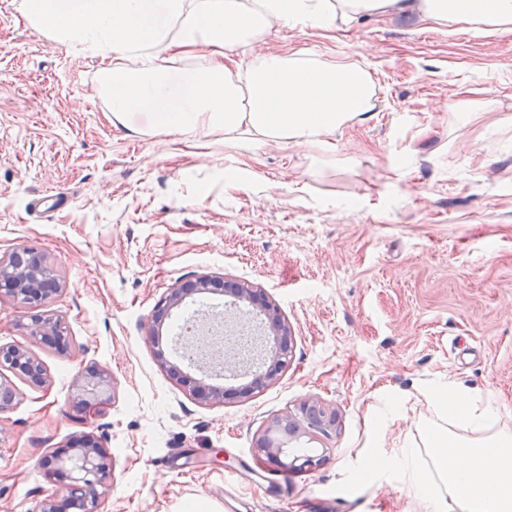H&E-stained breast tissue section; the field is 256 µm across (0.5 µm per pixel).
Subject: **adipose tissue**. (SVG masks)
Returning <instances> with one entry per match:
<instances>
[{
    "label": "adipose tissue",
    "mask_w": 512,
    "mask_h": 512,
    "mask_svg": "<svg viewBox=\"0 0 512 512\" xmlns=\"http://www.w3.org/2000/svg\"><path fill=\"white\" fill-rule=\"evenodd\" d=\"M33 30L100 60L98 93L113 125L195 144L220 133L241 159L267 146L329 147L374 107L369 76L297 52L255 53L274 23L330 34L363 18L403 15L482 33L512 31V0H22ZM205 63L187 66L199 49ZM254 53L239 67L235 53ZM145 112L148 124L133 122ZM423 448L373 450L360 472L401 471L423 512H512V425L461 388L432 396Z\"/></svg>",
    "instance_id": "1"
}]
</instances>
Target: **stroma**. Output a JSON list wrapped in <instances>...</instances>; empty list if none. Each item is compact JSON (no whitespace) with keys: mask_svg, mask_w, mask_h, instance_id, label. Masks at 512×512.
Listing matches in <instances>:
<instances>
[{"mask_svg":"<svg viewBox=\"0 0 512 512\" xmlns=\"http://www.w3.org/2000/svg\"><path fill=\"white\" fill-rule=\"evenodd\" d=\"M19 2L0 0V258L45 254L61 291L43 309L73 347L31 338L26 308L0 296V345L24 344L47 375L16 380L0 415V512H38L55 489L41 457L85 431L113 460L100 512H420L399 473L359 477L367 451L420 441L430 395L451 385L512 421V32L390 16L330 40L273 24L268 49L364 68L374 114L337 136L336 167L270 146L236 185L215 137L114 127L98 59L31 31ZM464 89L495 110L461 119ZM206 275L266 289L295 332L288 369L252 398L189 399L148 340L159 299ZM91 364L116 401L86 422L71 392ZM306 399L338 423L301 442L329 460L292 475L255 434Z\"/></svg>","mask_w":512,"mask_h":512,"instance_id":"stroma-1","label":"stroma"}]
</instances>
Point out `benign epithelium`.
<instances>
[{"label":"benign epithelium","instance_id":"benign-epithelium-1","mask_svg":"<svg viewBox=\"0 0 512 512\" xmlns=\"http://www.w3.org/2000/svg\"><path fill=\"white\" fill-rule=\"evenodd\" d=\"M224 286L221 279L202 276L193 282L169 289L155 307L150 338L159 346L162 329L169 313L181 307L196 292H210ZM0 290L28 306L30 336L42 343L66 350L68 337L59 334L58 321L42 313L44 303L59 291L58 279L46 260L27 247L16 250L7 261L0 259ZM234 301L244 307L260 308L265 335L269 341L264 365L244 387V393L253 394L274 382L288 367L294 347L290 325L279 306L266 293L253 285L233 283L226 289ZM163 364L169 365L184 391L202 403L220 404L224 389L214 387L205 379L181 375L177 363H169L162 351H157ZM16 376L33 386L46 383L44 369L37 358L21 344L0 346V414L8 411L16 398L10 376ZM74 397L85 419L92 420L115 400V383L111 375L96 365L85 367L74 385ZM336 427V411L327 409L316 400H307L299 407V414H286L272 418L255 440L258 454L292 471L312 470L323 459H297L284 463L283 457L291 456L287 443L300 435L327 436ZM42 466L57 476L60 484L56 492L41 502L39 512H98L100 492L111 469L107 450L91 432L84 433L67 445L48 450L41 460Z\"/></svg>","mask_w":512,"mask_h":512}]
</instances>
